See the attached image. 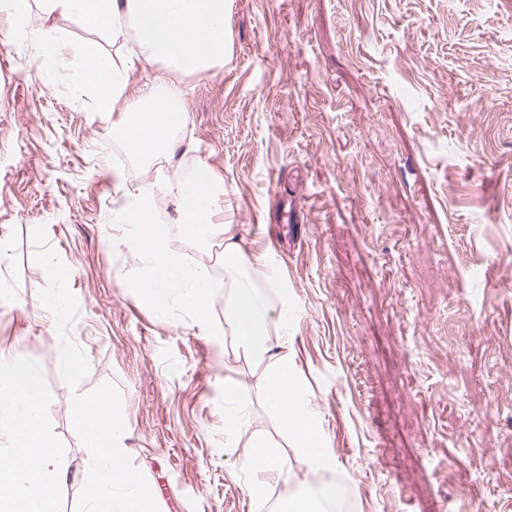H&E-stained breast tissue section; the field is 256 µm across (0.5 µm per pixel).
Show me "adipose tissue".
Listing matches in <instances>:
<instances>
[{
    "mask_svg": "<svg viewBox=\"0 0 512 512\" xmlns=\"http://www.w3.org/2000/svg\"><path fill=\"white\" fill-rule=\"evenodd\" d=\"M47 17L74 18L92 30L106 31L117 18L130 17L135 49L128 65L116 66L98 44L70 42L58 31H47L35 42L36 55L53 65L77 68L78 88L91 91L97 111L106 112L123 97L130 69L162 62L185 73L203 74L222 66L227 51L225 17L228 0H41ZM183 87L164 93L148 91L142 102L130 105L119 135L126 149L140 157L168 152V131ZM194 182L195 200L177 199L184 233L224 244V267L234 277L224 297V318L244 356L266 363V402L283 428L302 450L301 462L310 474L335 470L336 456L321 446L322 432L305 389L299 385L286 355L269 344L270 322L287 328L289 306L277 317L256 292L250 271L268 268L265 253L244 255L233 225L214 220L217 178L201 169ZM131 228L144 274L133 281L137 293L157 310L171 295H179L196 315H204L213 288L210 273L186 262L170 249L155 223L151 197L138 195L120 218ZM47 400L35 370L17 358L0 359V512H59L55 490L68 473L57 464V450L44 425Z\"/></svg>",
    "mask_w": 512,
    "mask_h": 512,
    "instance_id": "1",
    "label": "adipose tissue"
}]
</instances>
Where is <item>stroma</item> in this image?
Masks as SVG:
<instances>
[{
    "mask_svg": "<svg viewBox=\"0 0 512 512\" xmlns=\"http://www.w3.org/2000/svg\"><path fill=\"white\" fill-rule=\"evenodd\" d=\"M48 24L39 0L20 14L0 0V354L41 376L73 476L59 508L74 512L90 457L38 298L40 225L79 303L90 372L77 391L120 388L122 443L159 512H279L322 478L224 321L223 247H203L218 284L204 319L126 288L141 268L118 217L150 164L118 161L123 110L74 107L71 73L49 74L19 40ZM58 26L117 63L133 48L126 22ZM226 40L223 68L138 69L124 98L185 88L167 208L189 168L208 167L243 251H266L256 289L290 307L288 337L273 324L269 339L287 343L350 512H512V0H230ZM277 190L297 223L275 221ZM228 378L251 396L240 436L224 432ZM252 436L288 462L255 499Z\"/></svg>",
    "mask_w": 512,
    "mask_h": 512,
    "instance_id": "35a3bbf8",
    "label": "stroma"
}]
</instances>
